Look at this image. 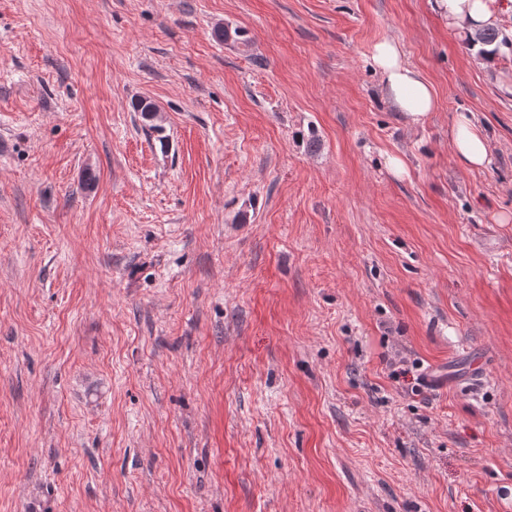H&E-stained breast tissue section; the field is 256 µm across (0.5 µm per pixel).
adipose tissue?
Segmentation results:
<instances>
[{
  "mask_svg": "<svg viewBox=\"0 0 512 512\" xmlns=\"http://www.w3.org/2000/svg\"><path fill=\"white\" fill-rule=\"evenodd\" d=\"M434 8L452 29L462 27L475 33L487 27H500L503 22L497 0H434ZM372 60L381 75L387 99L410 124L422 123L435 111L437 96L433 86L406 60L397 41L386 39L377 43ZM449 139L467 168L481 169L490 163V142L471 114H458Z\"/></svg>",
  "mask_w": 512,
  "mask_h": 512,
  "instance_id": "ef3b65f1",
  "label": "adipose tissue"
}]
</instances>
